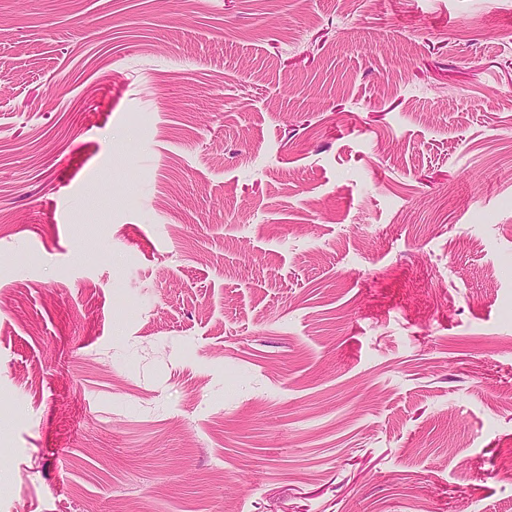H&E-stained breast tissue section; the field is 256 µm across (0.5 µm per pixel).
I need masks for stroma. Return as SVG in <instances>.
<instances>
[{
	"mask_svg": "<svg viewBox=\"0 0 512 512\" xmlns=\"http://www.w3.org/2000/svg\"><path fill=\"white\" fill-rule=\"evenodd\" d=\"M0 512H512V0H0Z\"/></svg>",
	"mask_w": 512,
	"mask_h": 512,
	"instance_id": "obj_1",
	"label": "stroma"
}]
</instances>
